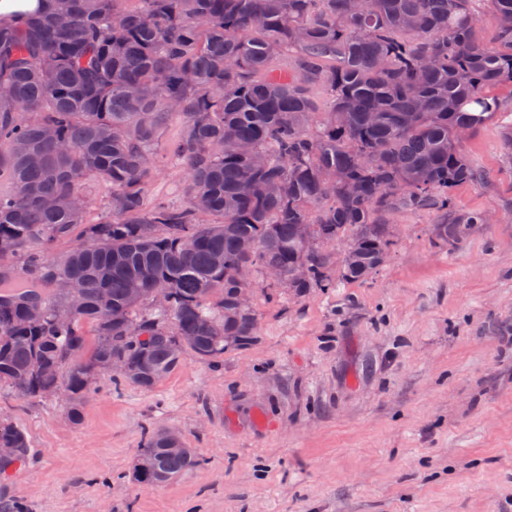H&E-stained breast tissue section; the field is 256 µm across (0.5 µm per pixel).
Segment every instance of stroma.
Listing matches in <instances>:
<instances>
[{
    "label": "stroma",
    "instance_id": "35a3bbf8",
    "mask_svg": "<svg viewBox=\"0 0 512 512\" xmlns=\"http://www.w3.org/2000/svg\"><path fill=\"white\" fill-rule=\"evenodd\" d=\"M462 151L481 178L454 207L493 220L458 243L401 210L365 282L299 296L256 277L248 348L186 356L150 392L101 374L77 424L57 400L0 390L32 448L0 492L29 512H512V166L496 121ZM147 198L185 205L180 160ZM152 430L201 465L137 482Z\"/></svg>",
    "mask_w": 512,
    "mask_h": 512
}]
</instances>
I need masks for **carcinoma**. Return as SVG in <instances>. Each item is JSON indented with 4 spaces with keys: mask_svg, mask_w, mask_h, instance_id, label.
<instances>
[{
    "mask_svg": "<svg viewBox=\"0 0 512 512\" xmlns=\"http://www.w3.org/2000/svg\"><path fill=\"white\" fill-rule=\"evenodd\" d=\"M0 25V386L60 388L75 424L98 376L152 390L192 355L214 360L256 336L237 311L238 270L281 272L297 295L383 265L400 209L440 217L455 244L489 213H455L451 190L478 173L462 143L501 117L487 90L512 82V0H486L494 42L471 0H47ZM291 59L289 68L280 66ZM323 85L321 111L308 94ZM184 120L183 207L146 206L157 133ZM88 181L112 189L109 216L83 222ZM78 243L60 260L45 251ZM251 239L246 255L241 242ZM24 254L21 268L1 262ZM297 266L307 269L293 278ZM67 282L80 284L73 301ZM171 290L164 306L153 289ZM73 302L74 316L55 310ZM5 477L25 466L24 431L0 416ZM135 480L170 483L199 464L166 432L144 437Z\"/></svg>",
    "mask_w": 512,
    "mask_h": 512,
    "instance_id": "obj_1",
    "label": "carcinoma"
}]
</instances>
